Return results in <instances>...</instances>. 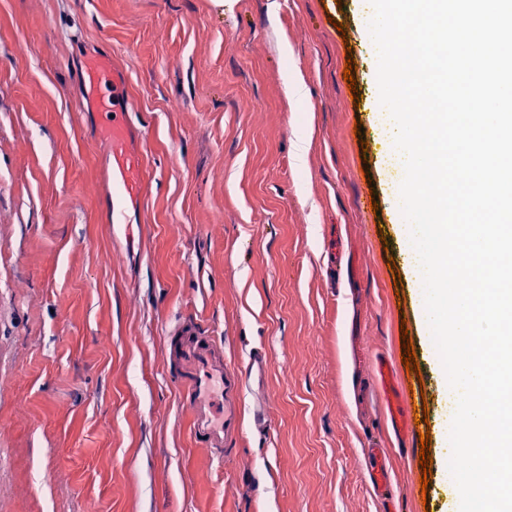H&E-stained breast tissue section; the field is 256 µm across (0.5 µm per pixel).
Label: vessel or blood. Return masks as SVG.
I'll list each match as a JSON object with an SVG mask.
<instances>
[{
	"instance_id": "obj_1",
	"label": "vessel or blood",
	"mask_w": 512,
	"mask_h": 512,
	"mask_svg": "<svg viewBox=\"0 0 512 512\" xmlns=\"http://www.w3.org/2000/svg\"><path fill=\"white\" fill-rule=\"evenodd\" d=\"M81 76L85 90L104 117L103 130L112 139V160L108 166V184L103 199L108 223L121 231L126 241H134L132 215L141 201L146 170L141 154L127 147L138 137L129 113L118 111L125 87L117 82L107 62L85 65ZM168 360L175 369V381L190 416V429L198 447L210 453L223 452L228 439L242 434L244 423H251L257 434H265L270 422L263 406L246 410L244 397L248 388L264 383L268 371V355L264 349H253L247 361L231 367L224 361V345L214 337L203 335L198 326L185 321L169 332ZM383 382H395L402 404L398 421L409 433H416L415 410L409 402L412 377L393 378L388 362H380ZM389 454L373 448L366 464L374 494L391 499L392 482Z\"/></svg>"
}]
</instances>
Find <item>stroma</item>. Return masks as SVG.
I'll return each mask as SVG.
<instances>
[{
	"label": "stroma",
	"instance_id": "obj_1",
	"mask_svg": "<svg viewBox=\"0 0 512 512\" xmlns=\"http://www.w3.org/2000/svg\"><path fill=\"white\" fill-rule=\"evenodd\" d=\"M366 0H0V512H450L443 461L367 393L432 336L397 226ZM107 56L144 128L134 244L100 192L110 141L78 70ZM353 65L355 88L343 77ZM306 94L286 95L283 71ZM374 141L372 154L361 140ZM376 190L378 211L362 201ZM198 320L269 371L263 437L198 448L167 330ZM389 452L393 499L363 468Z\"/></svg>",
	"mask_w": 512,
	"mask_h": 512
}]
</instances>
